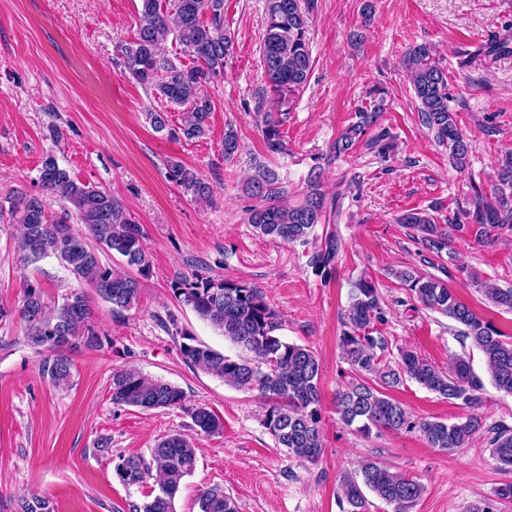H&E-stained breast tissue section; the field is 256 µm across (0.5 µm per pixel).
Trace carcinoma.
Segmentation results:
<instances>
[{
    "mask_svg": "<svg viewBox=\"0 0 512 512\" xmlns=\"http://www.w3.org/2000/svg\"><path fill=\"white\" fill-rule=\"evenodd\" d=\"M141 19L135 38L120 46L128 75L159 91L167 103L186 110L184 124L169 127L168 112L147 113L153 128L168 131L186 140L207 135L208 118L214 109L203 86L224 76L231 38L224 33V0H140ZM307 17L300 0H268L267 21L261 43L266 86L254 94L256 118L268 151L285 148L282 128L288 123L292 98L305 87L312 59L307 38ZM174 40L193 57L183 64L160 54V47ZM414 94L420 103L419 119L433 140L448 150L452 163L461 168L469 157L470 145L457 124V113L449 106L448 73L428 49L415 46L404 56ZM383 107L357 109V121L336 140L337 154L358 145L389 154V133L373 137L368 130L377 125ZM169 181L198 201L211 195L209 182L182 163L167 161ZM41 189L57 198L63 207L59 215L48 213L42 195L16 190L0 204V219L18 224V247L27 263L46 257L59 259L81 282L103 301L112 305V314L138 303L142 279L151 273V260L143 243L140 225L112 194L73 178L48 154L39 170ZM248 191L263 204L251 209L249 223L274 241L306 244L315 238L308 255V266L321 274L335 271L342 250L336 230L326 225L329 212H339L338 198L321 190L318 175H310L307 192L294 203H281L283 194L278 173L260 166L250 179ZM469 208L446 224H435L421 212H409L399 223L413 232L412 238L431 253L451 250L455 239L470 235L479 244H490L498 232L512 230V199L504 190L489 197L476 188ZM84 226L77 231L70 218ZM324 225L321 236L316 226ZM112 251L124 260L118 269L101 258V251ZM413 297L426 309L448 318L464 338L484 357L490 380L496 389L512 394V337L492 321L477 316L460 301L448 285L434 275L413 268L394 272ZM176 299L189 305L200 319L219 330L225 339L240 347L245 355L232 358L196 339L187 331L180 351L184 361L239 390L257 392L262 399L261 422L278 444L294 457L314 462L324 448L322 422V366L309 346L290 343L279 334V315L258 288L230 279H214L202 273L179 277L171 285ZM489 302L512 312V288L487 286ZM18 316L26 324L25 341L37 352L50 351L44 364L51 383L58 388L72 385L71 361L65 351L103 347L108 337L92 320L89 297L73 291L62 302L47 305L40 286L22 284L18 308L0 307V321ZM383 320L378 288L372 278L362 276L353 283L344 321L341 347L349 365L350 380L336 393L339 419L362 435L381 430H418L428 445L441 451L464 448L484 430L478 409L483 402L484 383L468 360L454 359L443 371L416 352L401 348L397 361L384 360V337L374 336L370 326ZM410 379L444 399L460 400L473 409L465 420L445 423L411 418L406 408L390 398L385 390ZM112 403L142 410L175 408L183 405V391L135 368H123L112 375ZM194 425L204 434H213L221 425L203 406L191 409ZM497 460L512 467V428L493 429L490 439ZM197 448L180 433L162 440L151 450L150 460L138 456L119 458L115 472L128 486H140L152 478L158 491L149 495L135 512H175V499L185 477L196 468ZM392 507V512H412L425 492L418 478L395 473L376 461L366 460L358 469L344 475L338 496L341 512H369L366 493ZM200 512H238L235 500L219 486L205 488L198 498ZM17 512H55L54 503L44 496L24 498Z\"/></svg>",
    "mask_w": 512,
    "mask_h": 512,
    "instance_id": "cac0c4a2",
    "label": "carcinoma"
}]
</instances>
